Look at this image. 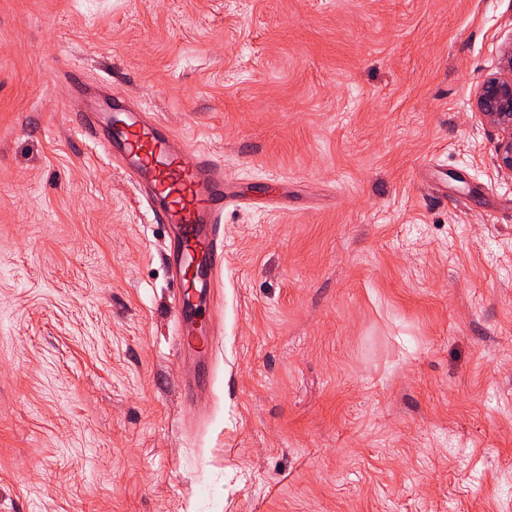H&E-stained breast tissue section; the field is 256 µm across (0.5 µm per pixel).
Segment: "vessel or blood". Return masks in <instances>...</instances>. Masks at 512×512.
Segmentation results:
<instances>
[{"instance_id":"1","label":"vessel or blood","mask_w":512,"mask_h":512,"mask_svg":"<svg viewBox=\"0 0 512 512\" xmlns=\"http://www.w3.org/2000/svg\"><path fill=\"white\" fill-rule=\"evenodd\" d=\"M76 111L77 132L112 153L166 225L178 348L205 359L222 334L224 209L235 200L223 164L162 119L131 110L127 98L105 106L80 100Z\"/></svg>"}]
</instances>
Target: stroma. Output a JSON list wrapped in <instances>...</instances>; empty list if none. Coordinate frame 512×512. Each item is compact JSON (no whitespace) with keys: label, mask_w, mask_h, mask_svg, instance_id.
<instances>
[{"label":"stroma","mask_w":512,"mask_h":512,"mask_svg":"<svg viewBox=\"0 0 512 512\" xmlns=\"http://www.w3.org/2000/svg\"><path fill=\"white\" fill-rule=\"evenodd\" d=\"M512 0H0V512H512ZM209 148L224 337L181 429L164 228L68 116ZM474 113L497 135V161L512 173V41L502 46L497 71L473 90Z\"/></svg>","instance_id":"35a3bbf8"}]
</instances>
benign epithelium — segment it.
Returning <instances> with one entry per match:
<instances>
[{"instance_id": "1", "label": "benign epithelium", "mask_w": 512, "mask_h": 512, "mask_svg": "<svg viewBox=\"0 0 512 512\" xmlns=\"http://www.w3.org/2000/svg\"><path fill=\"white\" fill-rule=\"evenodd\" d=\"M472 104L481 122L497 135V161L512 172V41L500 50L497 71L473 90Z\"/></svg>"}]
</instances>
